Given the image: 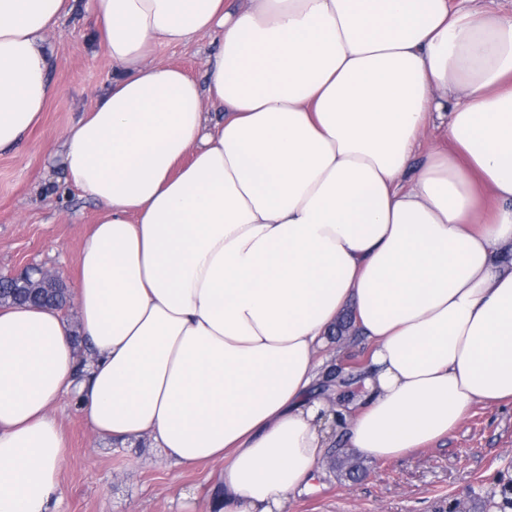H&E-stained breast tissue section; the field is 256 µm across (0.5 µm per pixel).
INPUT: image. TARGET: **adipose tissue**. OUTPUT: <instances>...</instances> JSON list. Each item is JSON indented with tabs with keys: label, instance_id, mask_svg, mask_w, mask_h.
<instances>
[{
	"label": "adipose tissue",
	"instance_id": "adipose-tissue-1",
	"mask_svg": "<svg viewBox=\"0 0 512 512\" xmlns=\"http://www.w3.org/2000/svg\"><path fill=\"white\" fill-rule=\"evenodd\" d=\"M72 0H0V152L55 88ZM114 74L52 161L101 216L79 324L0 307V512H51L74 397L92 430L222 464L224 512H288L329 454L317 393L343 313L371 346L337 387L374 462L512 401V14L448 0H88ZM218 32L206 81L157 44ZM444 126L450 149L421 152ZM90 359L79 364L78 347Z\"/></svg>",
	"mask_w": 512,
	"mask_h": 512
}]
</instances>
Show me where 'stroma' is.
Wrapping results in <instances>:
<instances>
[{
	"instance_id": "35a3bbf8",
	"label": "stroma",
	"mask_w": 512,
	"mask_h": 512,
	"mask_svg": "<svg viewBox=\"0 0 512 512\" xmlns=\"http://www.w3.org/2000/svg\"><path fill=\"white\" fill-rule=\"evenodd\" d=\"M47 40L57 93L28 137L0 153V275L42 266L59 271L68 287L81 242L102 209L73 188L50 193L61 177L50 157L67 128L94 106L113 66L83 0ZM215 48L213 36L202 35L157 45L152 59L201 82ZM324 354L347 375L364 372L369 362L368 346L353 334L331 341ZM55 413L69 443L57 512H219L220 465L174 466L147 435L127 442L100 437L69 397ZM330 455L291 512H512V404L475 405L445 439L403 457L363 461L356 481L335 465L357 455L343 434L335 435Z\"/></svg>"
}]
</instances>
